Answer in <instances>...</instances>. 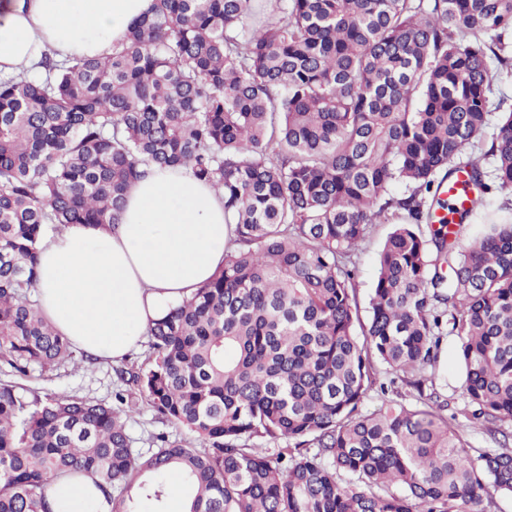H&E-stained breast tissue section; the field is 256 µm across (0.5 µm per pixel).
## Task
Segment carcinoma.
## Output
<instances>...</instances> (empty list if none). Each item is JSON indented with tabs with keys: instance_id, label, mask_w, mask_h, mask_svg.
Instances as JSON below:
<instances>
[{
	"instance_id": "cac0c4a2",
	"label": "carcinoma",
	"mask_w": 512,
	"mask_h": 512,
	"mask_svg": "<svg viewBox=\"0 0 512 512\" xmlns=\"http://www.w3.org/2000/svg\"><path fill=\"white\" fill-rule=\"evenodd\" d=\"M507 78L512 0H155L109 56L0 77L13 372L73 356L30 299L49 232L114 226L153 166L214 185L234 225L224 267L149 329L119 406L0 381V512H51V481L77 474L112 512H161L173 470L187 512H492L491 491L512 495L507 444L474 450L425 402L447 327L463 415L491 434L512 422V219L462 238L486 195L512 206ZM460 170L480 196L450 232L432 189ZM389 220L364 322L355 258ZM377 360L420 404L362 410L385 392ZM134 393L201 447L161 436L134 454Z\"/></svg>"
}]
</instances>
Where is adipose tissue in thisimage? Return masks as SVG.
<instances>
[{
	"mask_svg": "<svg viewBox=\"0 0 512 512\" xmlns=\"http://www.w3.org/2000/svg\"><path fill=\"white\" fill-rule=\"evenodd\" d=\"M154 0H13L0 11V76L42 52L100 57L121 47ZM230 227L216 191L185 168H153L131 185L118 224H72L42 239L38 303L73 343L117 361L224 262ZM50 504L110 512L91 478L54 480Z\"/></svg>",
	"mask_w": 512,
	"mask_h": 512,
	"instance_id": "obj_1",
	"label": "adipose tissue"
}]
</instances>
